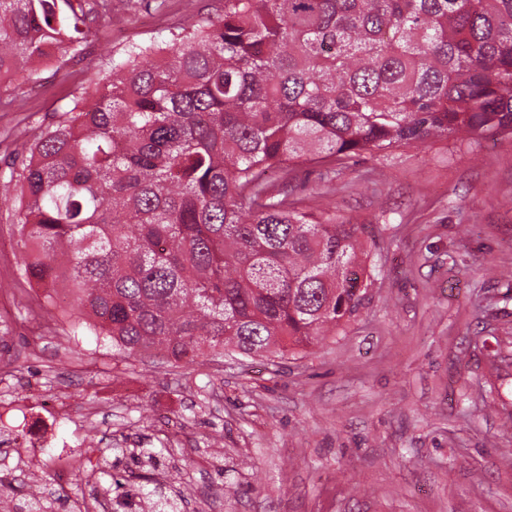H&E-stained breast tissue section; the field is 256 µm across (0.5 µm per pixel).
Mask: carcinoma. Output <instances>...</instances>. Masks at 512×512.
I'll use <instances>...</instances> for the list:
<instances>
[{"mask_svg":"<svg viewBox=\"0 0 512 512\" xmlns=\"http://www.w3.org/2000/svg\"><path fill=\"white\" fill-rule=\"evenodd\" d=\"M89 0H0V89L80 51ZM512 136V0H224L131 43L0 173L22 275L134 357L284 358L357 310L363 228L268 171ZM125 508L141 486L116 485Z\"/></svg>","mask_w":512,"mask_h":512,"instance_id":"cac0c4a2","label":"carcinoma"}]
</instances>
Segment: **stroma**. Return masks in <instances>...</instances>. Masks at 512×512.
Here are the masks:
<instances>
[{
    "instance_id": "1",
    "label": "stroma",
    "mask_w": 512,
    "mask_h": 512,
    "mask_svg": "<svg viewBox=\"0 0 512 512\" xmlns=\"http://www.w3.org/2000/svg\"><path fill=\"white\" fill-rule=\"evenodd\" d=\"M223 10L112 0L80 54L8 90L0 170L128 44ZM285 188L363 225L372 276L336 333L284 360L118 352L72 305L45 309L0 211V431L37 433L45 400L60 412L39 462L0 446V512L54 488L61 455L75 467L46 512H112L106 487L163 475L183 512H512V137L405 144ZM130 448L159 449L156 465Z\"/></svg>"
}]
</instances>
